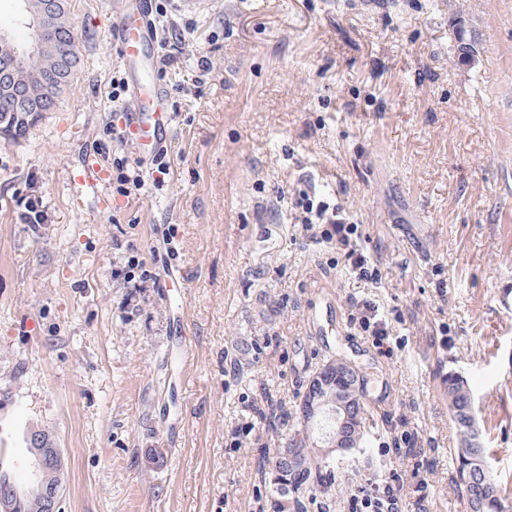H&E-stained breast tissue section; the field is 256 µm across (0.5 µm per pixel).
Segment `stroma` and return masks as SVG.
<instances>
[{
    "label": "stroma",
    "instance_id": "1",
    "mask_svg": "<svg viewBox=\"0 0 512 512\" xmlns=\"http://www.w3.org/2000/svg\"><path fill=\"white\" fill-rule=\"evenodd\" d=\"M78 65L23 137L0 132V446L47 431L64 451V512H272L276 459L309 378L343 356L366 378L368 448L305 512L399 467L385 415L430 463L432 512H462L461 446L442 379L471 386L512 507V0H203L160 79L162 189L73 195L69 170L111 173L127 72L109 35L122 0H67ZM476 56L458 58L459 34ZM213 72L201 93L197 63ZM185 93H175V85ZM343 203L381 258L373 288L294 225L292 193ZM41 197L45 224L17 218ZM142 262L134 288L118 269ZM403 314L381 356L350 295ZM193 359L182 366V341ZM250 427L242 445L232 433ZM161 460H154V450Z\"/></svg>",
    "mask_w": 512,
    "mask_h": 512
}]
</instances>
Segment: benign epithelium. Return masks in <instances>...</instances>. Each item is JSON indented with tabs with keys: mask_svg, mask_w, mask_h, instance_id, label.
Listing matches in <instances>:
<instances>
[{
	"mask_svg": "<svg viewBox=\"0 0 512 512\" xmlns=\"http://www.w3.org/2000/svg\"><path fill=\"white\" fill-rule=\"evenodd\" d=\"M26 12L27 25L33 29V39L23 45L11 41L9 31L0 29V44L10 54L9 64L0 70V87L9 91L8 77L11 74L28 76L25 86L29 96L28 106L34 112L42 111L41 103L56 98L64 88V82L46 79L39 71L31 70L29 60L57 51L54 36L45 33V25H57L64 16V0H21ZM331 364L327 363L309 379L302 398V429L293 433L295 443H301L305 433L313 427V417L321 409H329L334 414L336 431L323 452L343 454L357 447V444L343 435L344 421L340 420V410L344 409L346 400L351 395L354 385L341 384L336 387L329 382ZM29 481L25 484L7 483L0 488V509L14 512L17 503L30 496H41L48 512H61L65 491V460L63 452L48 439L38 445L37 438H32L26 461Z\"/></svg>",
	"mask_w": 512,
	"mask_h": 512,
	"instance_id": "obj_1",
	"label": "benign epithelium"
}]
</instances>
